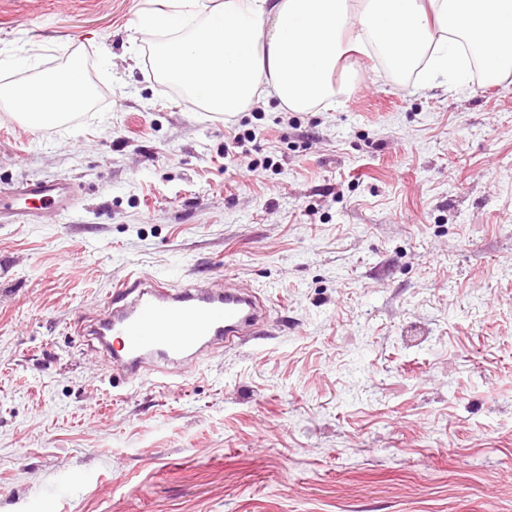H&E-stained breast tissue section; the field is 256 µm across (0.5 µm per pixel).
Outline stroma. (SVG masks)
I'll list each match as a JSON object with an SVG mask.
<instances>
[{"instance_id":"stroma-1","label":"stroma","mask_w":512,"mask_h":512,"mask_svg":"<svg viewBox=\"0 0 512 512\" xmlns=\"http://www.w3.org/2000/svg\"><path fill=\"white\" fill-rule=\"evenodd\" d=\"M154 6L0 0V85L103 103L0 105V187L79 195L0 224V512H512V74L353 53L333 106L213 112L149 71ZM133 269L251 286L262 335L127 380L78 329ZM77 77L76 69H48L43 71L37 80L9 89L7 95L14 110L28 116L36 125L50 126L55 124L60 116L59 107L62 101L59 91L70 81V89L74 92L83 81L81 74L80 83Z\"/></svg>"}]
</instances>
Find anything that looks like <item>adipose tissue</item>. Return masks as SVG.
I'll use <instances>...</instances> for the list:
<instances>
[{
  "instance_id": "obj_1",
  "label": "adipose tissue",
  "mask_w": 512,
  "mask_h": 512,
  "mask_svg": "<svg viewBox=\"0 0 512 512\" xmlns=\"http://www.w3.org/2000/svg\"><path fill=\"white\" fill-rule=\"evenodd\" d=\"M164 33L159 73L215 112H240L263 87L304 112L353 88L339 67L350 53L373 52L395 64L425 63L431 78H461L478 48L486 78L512 70V0H176L142 15ZM77 70L48 69L8 91L34 124L57 122L66 82Z\"/></svg>"
}]
</instances>
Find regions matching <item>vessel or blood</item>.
<instances>
[{
	"mask_svg": "<svg viewBox=\"0 0 512 512\" xmlns=\"http://www.w3.org/2000/svg\"><path fill=\"white\" fill-rule=\"evenodd\" d=\"M75 197L64 178L0 188V224H30L45 209L70 211ZM105 307L79 334L130 379L148 370L171 378L205 352L256 335L264 320L262 301L249 289L171 288L132 273L114 286Z\"/></svg>",
	"mask_w": 512,
	"mask_h": 512,
	"instance_id": "b4317fda",
	"label": "vessel or blood"
}]
</instances>
